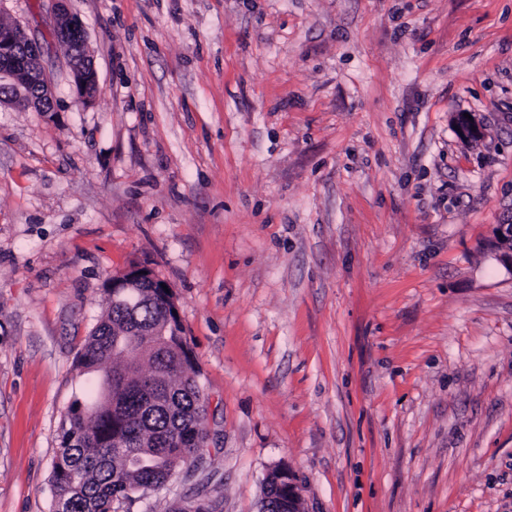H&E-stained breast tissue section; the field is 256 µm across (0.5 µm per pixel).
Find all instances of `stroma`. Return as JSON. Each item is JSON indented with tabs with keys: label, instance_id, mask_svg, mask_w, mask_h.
<instances>
[{
	"label": "stroma",
	"instance_id": "35a3bbf8",
	"mask_svg": "<svg viewBox=\"0 0 512 512\" xmlns=\"http://www.w3.org/2000/svg\"><path fill=\"white\" fill-rule=\"evenodd\" d=\"M82 105L0 104V512H51L76 354L131 265L172 289L211 465L118 512H512V0H71ZM484 129L461 140L454 117ZM268 477L270 481H274L277 486L283 489L285 494L288 496V509H280L276 512H303L298 485L295 483L293 476L288 472V469H275L268 474ZM275 484H270L271 495L275 496V499L271 500V503L275 502L278 497H281L280 491Z\"/></svg>",
	"mask_w": 512,
	"mask_h": 512
}]
</instances>
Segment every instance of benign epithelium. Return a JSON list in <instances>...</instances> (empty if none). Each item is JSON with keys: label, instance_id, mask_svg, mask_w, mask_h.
<instances>
[{"label": "benign epithelium", "instance_id": "1", "mask_svg": "<svg viewBox=\"0 0 512 512\" xmlns=\"http://www.w3.org/2000/svg\"><path fill=\"white\" fill-rule=\"evenodd\" d=\"M45 2L53 36L65 44L74 45L69 50L66 67L77 102L87 104L98 92V76L87 52L82 21L68 9V0ZM43 57L42 44L29 35L26 26L16 21L0 23V83L10 82L15 86V95L9 100L10 104L38 112L53 111L52 83ZM456 130L461 137L470 140L482 135L481 127L463 116L456 118ZM496 238L500 260L512 267V224L497 225ZM143 282L160 290L165 285L144 266H132L112 277L114 288H133ZM268 477L288 496V509L279 512H303L298 485L288 469H275Z\"/></svg>", "mask_w": 512, "mask_h": 512}]
</instances>
